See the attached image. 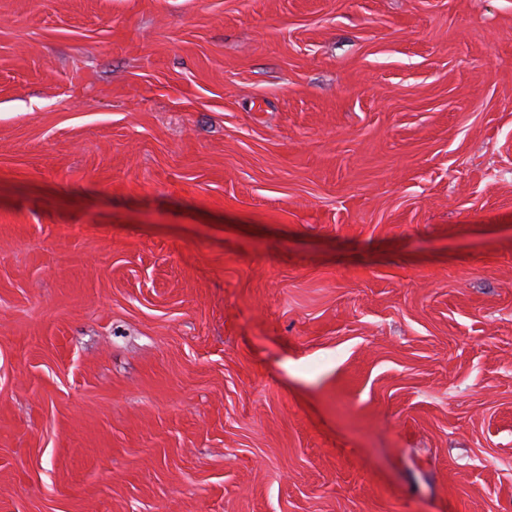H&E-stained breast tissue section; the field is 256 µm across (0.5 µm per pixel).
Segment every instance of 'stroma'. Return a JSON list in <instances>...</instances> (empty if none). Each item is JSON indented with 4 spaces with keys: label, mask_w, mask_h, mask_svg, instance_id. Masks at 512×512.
Returning a JSON list of instances; mask_svg holds the SVG:
<instances>
[{
    "label": "stroma",
    "mask_w": 512,
    "mask_h": 512,
    "mask_svg": "<svg viewBox=\"0 0 512 512\" xmlns=\"http://www.w3.org/2000/svg\"><path fill=\"white\" fill-rule=\"evenodd\" d=\"M0 512H512V0H0Z\"/></svg>",
    "instance_id": "1"
}]
</instances>
